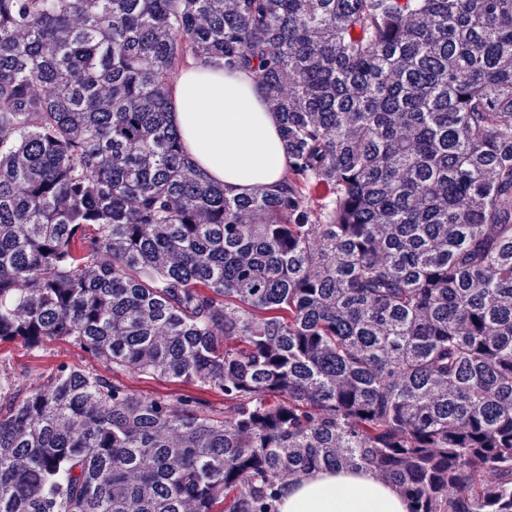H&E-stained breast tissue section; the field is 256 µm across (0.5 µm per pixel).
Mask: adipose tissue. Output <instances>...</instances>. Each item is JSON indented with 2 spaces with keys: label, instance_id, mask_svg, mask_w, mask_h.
<instances>
[{
  "label": "adipose tissue",
  "instance_id": "obj_1",
  "mask_svg": "<svg viewBox=\"0 0 512 512\" xmlns=\"http://www.w3.org/2000/svg\"><path fill=\"white\" fill-rule=\"evenodd\" d=\"M168 119L186 156L229 195H247L277 184L288 169L281 122L254 73L226 71L190 60L179 67ZM279 512H408L397 488L375 472L316 471L282 491Z\"/></svg>",
  "mask_w": 512,
  "mask_h": 512
}]
</instances>
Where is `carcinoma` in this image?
<instances>
[{
	"mask_svg": "<svg viewBox=\"0 0 512 512\" xmlns=\"http://www.w3.org/2000/svg\"><path fill=\"white\" fill-rule=\"evenodd\" d=\"M189 57L256 72L274 188L186 157ZM56 338L107 373L0 372V512H512V0H0V344ZM124 382L137 395L164 394L174 398L190 389L179 382L151 378L138 372L126 373ZM279 512H408L397 488L366 469L312 472L283 490Z\"/></svg>",
	"mask_w": 512,
	"mask_h": 512,
	"instance_id": "carcinoma-1",
	"label": "carcinoma"
}]
</instances>
